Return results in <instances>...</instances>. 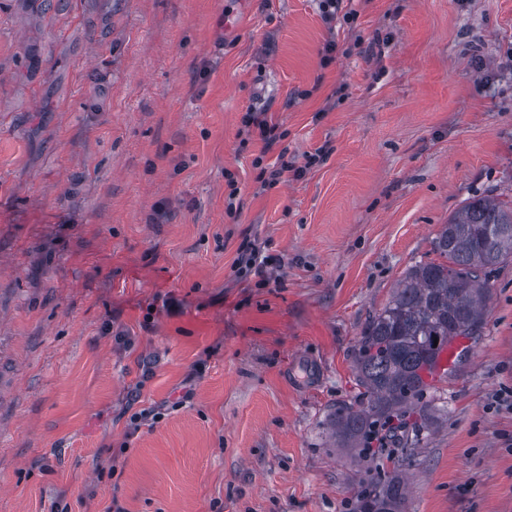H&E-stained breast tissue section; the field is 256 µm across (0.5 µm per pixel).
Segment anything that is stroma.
<instances>
[{
	"mask_svg": "<svg viewBox=\"0 0 512 512\" xmlns=\"http://www.w3.org/2000/svg\"><path fill=\"white\" fill-rule=\"evenodd\" d=\"M342 9L0 0V512H348L325 430L366 324L464 201L512 200V0ZM250 105L280 146L241 145ZM322 146L260 189L256 156ZM488 278L403 416L405 512H512V263ZM259 255V248L254 243L247 241L240 248L236 259V266L243 278L247 279L253 275L258 278V283L267 286L271 279L266 269L268 266L266 263L267 257L260 259Z\"/></svg>",
	"mask_w": 512,
	"mask_h": 512,
	"instance_id": "obj_1",
	"label": "stroma"
}]
</instances>
